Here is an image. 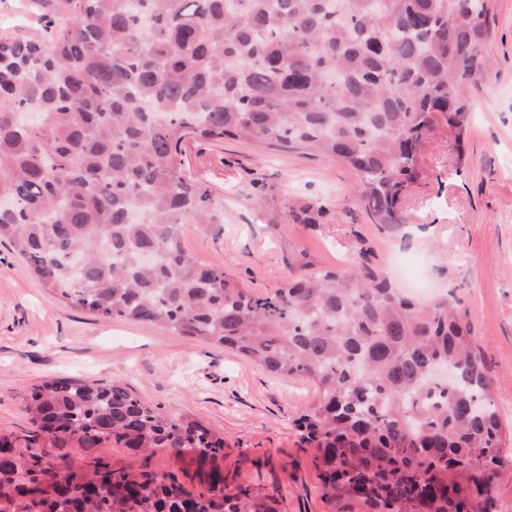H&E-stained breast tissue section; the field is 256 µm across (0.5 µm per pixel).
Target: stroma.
Segmentation results:
<instances>
[{
    "label": "stroma",
    "instance_id": "stroma-1",
    "mask_svg": "<svg viewBox=\"0 0 512 512\" xmlns=\"http://www.w3.org/2000/svg\"><path fill=\"white\" fill-rule=\"evenodd\" d=\"M491 26L492 77L471 94L462 140L437 118L400 228L371 223L341 162L227 139L184 146V173L209 186L221 218L205 238L185 227L183 244L258 293L347 266L362 249L400 285L394 255L423 257L434 288L466 308L496 405L512 423V0H493ZM309 205L320 210L317 223L297 219ZM52 377L120 381L163 413H193L223 432L224 466L239 481L278 488L279 512H328L293 425L315 401L309 381L274 378L234 351L157 326L74 309L1 243L0 434L31 429L22 398Z\"/></svg>",
    "mask_w": 512,
    "mask_h": 512
}]
</instances>
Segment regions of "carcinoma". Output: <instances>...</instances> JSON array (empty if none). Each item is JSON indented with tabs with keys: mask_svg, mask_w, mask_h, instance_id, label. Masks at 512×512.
Here are the masks:
<instances>
[{
	"mask_svg": "<svg viewBox=\"0 0 512 512\" xmlns=\"http://www.w3.org/2000/svg\"><path fill=\"white\" fill-rule=\"evenodd\" d=\"M493 0H31L44 35L0 34V241L78 310L166 328L304 378L294 420L332 512H496L512 447L466 310L397 288L360 252L258 294L197 263L220 220L183 173L192 140L339 159L372 223L404 224L437 113L461 141L491 78ZM0 435V512H278L224 471V434L114 381L52 378ZM113 439L190 456L189 483L64 448Z\"/></svg>",
	"mask_w": 512,
	"mask_h": 512,
	"instance_id": "carcinoma-1",
	"label": "carcinoma"
}]
</instances>
